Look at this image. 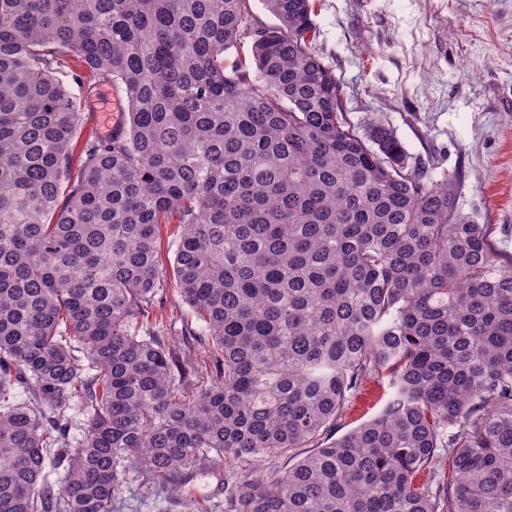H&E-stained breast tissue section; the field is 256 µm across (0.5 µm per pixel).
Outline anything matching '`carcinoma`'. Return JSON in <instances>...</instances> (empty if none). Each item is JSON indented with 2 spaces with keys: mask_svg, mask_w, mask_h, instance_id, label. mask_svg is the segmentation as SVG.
<instances>
[{
  "mask_svg": "<svg viewBox=\"0 0 512 512\" xmlns=\"http://www.w3.org/2000/svg\"><path fill=\"white\" fill-rule=\"evenodd\" d=\"M263 2L0 0V512H113L132 473L180 503L219 467L224 512H512V258L351 123L313 0ZM162 224L210 365L148 320ZM386 391L387 381L367 380L363 382L359 393L350 399L348 408L338 421L333 438L342 436L362 422L376 416L383 408Z\"/></svg>",
  "mask_w": 512,
  "mask_h": 512,
  "instance_id": "cac0c4a2",
  "label": "carcinoma"
}]
</instances>
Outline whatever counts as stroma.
I'll list each match as a JSON object with an SVG mask.
<instances>
[{
	"instance_id": "1",
	"label": "stroma",
	"mask_w": 512,
	"mask_h": 512,
	"mask_svg": "<svg viewBox=\"0 0 512 512\" xmlns=\"http://www.w3.org/2000/svg\"><path fill=\"white\" fill-rule=\"evenodd\" d=\"M315 47L353 123L375 118L409 166L447 177L459 214L496 227L512 255V0H315ZM151 319L170 343L205 356L209 342L168 280ZM387 385L368 380L338 422L376 416Z\"/></svg>"
}]
</instances>
